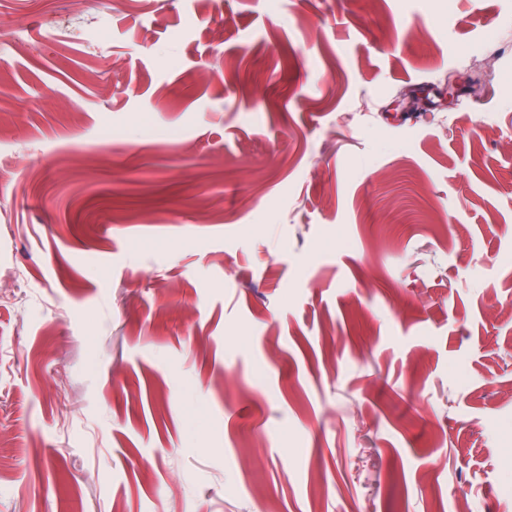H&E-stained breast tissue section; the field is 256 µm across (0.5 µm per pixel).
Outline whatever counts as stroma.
Listing matches in <instances>:
<instances>
[{"label":"stroma","mask_w":512,"mask_h":512,"mask_svg":"<svg viewBox=\"0 0 512 512\" xmlns=\"http://www.w3.org/2000/svg\"><path fill=\"white\" fill-rule=\"evenodd\" d=\"M0 438V512H512V0H0Z\"/></svg>","instance_id":"1"}]
</instances>
